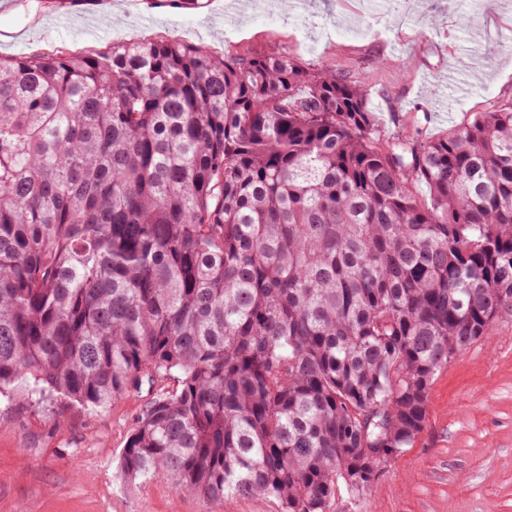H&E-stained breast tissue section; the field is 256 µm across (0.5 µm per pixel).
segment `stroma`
Segmentation results:
<instances>
[{"instance_id":"1","label":"stroma","mask_w":512,"mask_h":512,"mask_svg":"<svg viewBox=\"0 0 512 512\" xmlns=\"http://www.w3.org/2000/svg\"><path fill=\"white\" fill-rule=\"evenodd\" d=\"M211 55L287 52L368 93L378 136L433 140L512 103V0H11L0 59L91 55L134 40ZM150 397L102 411L0 399V512H209L158 475L127 481L123 448ZM331 512H512V315L434 377L412 447Z\"/></svg>"}]
</instances>
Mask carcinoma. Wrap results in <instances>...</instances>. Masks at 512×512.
<instances>
[{"instance_id":"carcinoma-1","label":"carcinoma","mask_w":512,"mask_h":512,"mask_svg":"<svg viewBox=\"0 0 512 512\" xmlns=\"http://www.w3.org/2000/svg\"><path fill=\"white\" fill-rule=\"evenodd\" d=\"M511 314L512 105L383 140L363 88L286 53L0 60V395L157 391L131 482L330 512Z\"/></svg>"}]
</instances>
